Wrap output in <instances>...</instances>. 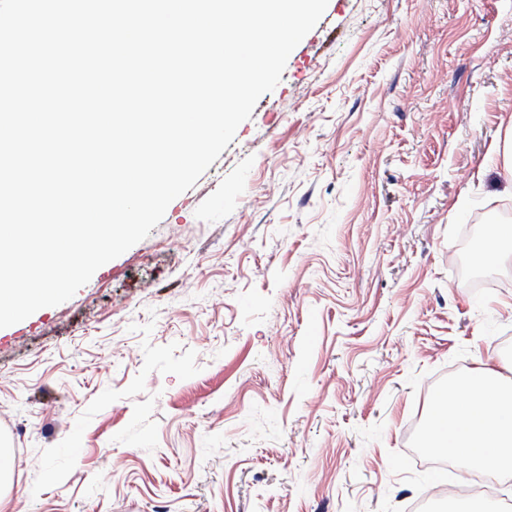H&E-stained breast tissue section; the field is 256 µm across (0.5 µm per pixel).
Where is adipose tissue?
<instances>
[{
    "label": "adipose tissue",
    "mask_w": 512,
    "mask_h": 512,
    "mask_svg": "<svg viewBox=\"0 0 512 512\" xmlns=\"http://www.w3.org/2000/svg\"><path fill=\"white\" fill-rule=\"evenodd\" d=\"M423 434L463 471L512 474V384L495 369L481 368L441 390Z\"/></svg>",
    "instance_id": "ef3b65f1"
}]
</instances>
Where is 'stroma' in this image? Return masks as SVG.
Listing matches in <instances>:
<instances>
[{"label":"stroma","mask_w":512,"mask_h":512,"mask_svg":"<svg viewBox=\"0 0 512 512\" xmlns=\"http://www.w3.org/2000/svg\"><path fill=\"white\" fill-rule=\"evenodd\" d=\"M512 0H328L149 236L0 328L6 512H512L412 453L431 400L512 364ZM512 255V226L498 224L492 226L486 244V257L491 261Z\"/></svg>","instance_id":"35a3bbf8"}]
</instances>
